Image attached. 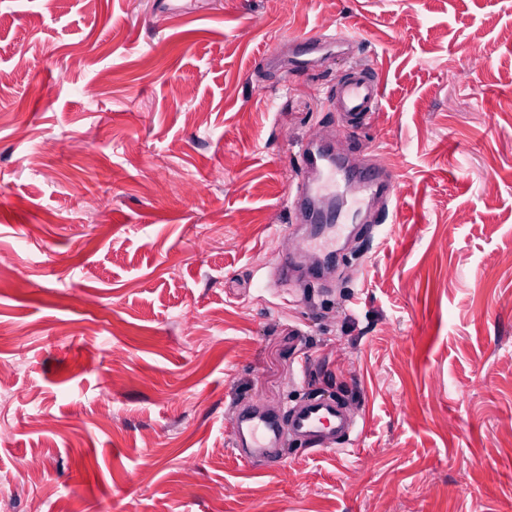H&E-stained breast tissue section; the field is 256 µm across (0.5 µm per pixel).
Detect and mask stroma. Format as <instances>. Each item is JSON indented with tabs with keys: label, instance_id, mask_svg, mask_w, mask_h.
Returning a JSON list of instances; mask_svg holds the SVG:
<instances>
[{
	"label": "stroma",
	"instance_id": "obj_1",
	"mask_svg": "<svg viewBox=\"0 0 512 512\" xmlns=\"http://www.w3.org/2000/svg\"><path fill=\"white\" fill-rule=\"evenodd\" d=\"M326 29L357 55L280 88ZM0 71V512H512V0H0ZM308 142L395 198L284 281ZM321 396L344 449L236 456ZM295 59L302 65L314 62L317 56L326 48L336 46L345 48L353 45L355 39L343 30H336V34L324 35L323 33L302 38H294ZM348 133L363 130L381 105V77L366 65L352 67L349 76L336 82L334 101ZM378 159V163L372 164L373 168L366 170L360 175V185L357 187L360 190H373L375 193L387 195L393 182L394 170L391 164L380 158ZM286 420L262 414L238 416L232 424L230 439L232 448L242 461L254 463L257 460L272 458L270 448H277L281 440L283 424L292 434L304 438L310 447L328 448V437L339 435L349 440L356 431V422L347 415L335 399H318L303 402L289 408Z\"/></svg>",
	"mask_w": 512,
	"mask_h": 512
}]
</instances>
